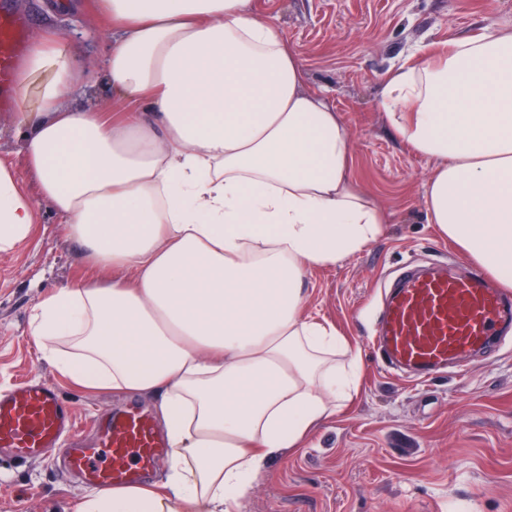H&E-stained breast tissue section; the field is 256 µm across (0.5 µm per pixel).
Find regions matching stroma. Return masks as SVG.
<instances>
[{"label": "stroma", "instance_id": "stroma-1", "mask_svg": "<svg viewBox=\"0 0 512 512\" xmlns=\"http://www.w3.org/2000/svg\"><path fill=\"white\" fill-rule=\"evenodd\" d=\"M11 0L33 35L50 31L101 68L112 22L99 0ZM296 51L310 92L330 97L351 135L352 178L386 214L378 240L306 277V313L334 326L360 358L352 400L302 447L270 460L235 512H512V322L465 379L442 373L415 384L376 358L371 335L385 286L410 263L458 271L462 254L428 224L424 186L432 161L403 147L379 102L387 73L422 47L439 52L496 26L512 27V0H251ZM18 250L0 253V391L35 377L76 413V436L93 447L98 424L137 395L85 391L58 373L31 334L47 293L95 275L45 201ZM87 487L63 455H0V512H71Z\"/></svg>", "mask_w": 512, "mask_h": 512}]
</instances>
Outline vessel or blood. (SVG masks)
I'll return each mask as SVG.
<instances>
[{
    "label": "vessel or blood",
    "mask_w": 512,
    "mask_h": 512,
    "mask_svg": "<svg viewBox=\"0 0 512 512\" xmlns=\"http://www.w3.org/2000/svg\"><path fill=\"white\" fill-rule=\"evenodd\" d=\"M30 34L28 18L0 0V112L13 110L18 61ZM512 316V296L482 274L404 272L385 294L373 345L398 372L430 377L465 375L474 355ZM73 411L58 390L24 380L0 392V450L27 460L62 451L69 469L93 488H112L150 474L164 442L147 414L131 409L102 424L95 447L68 448Z\"/></svg>",
    "instance_id": "1"
}]
</instances>
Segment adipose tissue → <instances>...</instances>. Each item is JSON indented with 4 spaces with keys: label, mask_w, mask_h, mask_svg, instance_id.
<instances>
[{
    "label": "adipose tissue",
    "mask_w": 512,
    "mask_h": 512,
    "mask_svg": "<svg viewBox=\"0 0 512 512\" xmlns=\"http://www.w3.org/2000/svg\"><path fill=\"white\" fill-rule=\"evenodd\" d=\"M115 119L66 105L93 72L46 34L18 77L23 167L0 156V253L52 205L91 265L132 272L43 298L31 333L85 390L150 396L162 485L82 495L72 512H232L270 459L350 400L360 365L305 316L309 270L384 232L351 184V136L249 0H103ZM384 120L433 160L430 223L512 283V30L424 54L385 81ZM33 178L36 193L25 187Z\"/></svg>",
    "instance_id": "adipose-tissue-1"
}]
</instances>
